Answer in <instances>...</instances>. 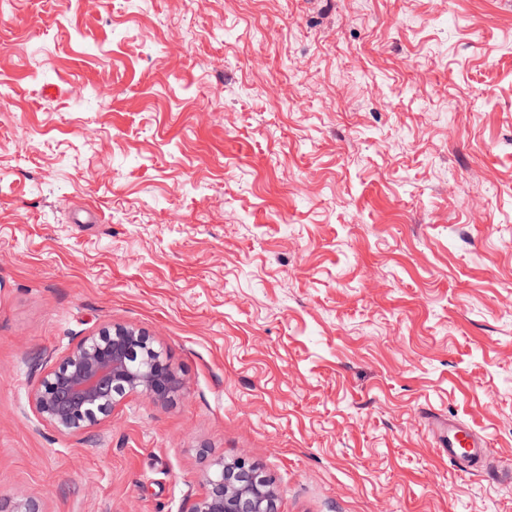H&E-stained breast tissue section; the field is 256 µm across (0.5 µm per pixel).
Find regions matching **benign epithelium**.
<instances>
[{
	"mask_svg": "<svg viewBox=\"0 0 512 512\" xmlns=\"http://www.w3.org/2000/svg\"><path fill=\"white\" fill-rule=\"evenodd\" d=\"M183 378L143 331L109 324L48 360L30 393L40 425L60 435L82 434L112 419L133 395L165 405ZM0 512H47L26 492L0 499ZM193 512H279L273 478L244 458L215 459L202 481Z\"/></svg>",
	"mask_w": 512,
	"mask_h": 512,
	"instance_id": "obj_1",
	"label": "benign epithelium"
}]
</instances>
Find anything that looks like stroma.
<instances>
[{
	"mask_svg": "<svg viewBox=\"0 0 512 512\" xmlns=\"http://www.w3.org/2000/svg\"><path fill=\"white\" fill-rule=\"evenodd\" d=\"M109 323L183 391L38 427ZM219 456L280 512H512V0H0V498L191 512ZM428 419L438 432V447L448 452L449 459L460 462L467 469L490 471L485 458L488 446L485 436L451 417H448V421L435 416Z\"/></svg>",
	"mask_w": 512,
	"mask_h": 512,
	"instance_id": "35a3bbf8",
	"label": "stroma"
}]
</instances>
